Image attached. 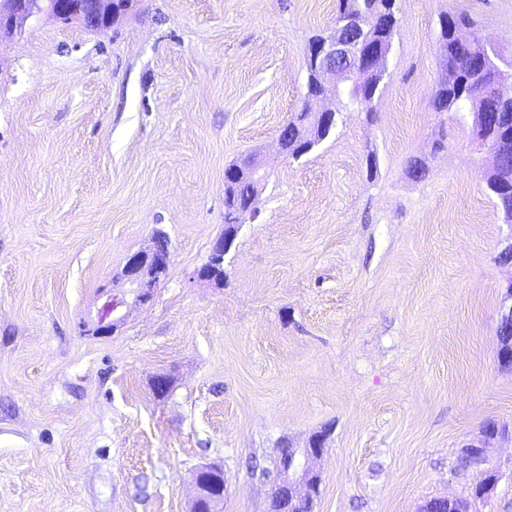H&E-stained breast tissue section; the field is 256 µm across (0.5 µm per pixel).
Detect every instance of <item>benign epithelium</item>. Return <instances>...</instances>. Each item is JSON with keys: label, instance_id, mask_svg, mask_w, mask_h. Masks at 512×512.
<instances>
[{"label": "benign epithelium", "instance_id": "1", "mask_svg": "<svg viewBox=\"0 0 512 512\" xmlns=\"http://www.w3.org/2000/svg\"><path fill=\"white\" fill-rule=\"evenodd\" d=\"M136 0H0V33H11L19 21L36 18L45 11L63 20H76L89 30H102L118 23L134 6ZM374 25L363 14L354 26L355 34L343 30L335 32L313 44V78L320 90L310 99L321 103L319 109L310 111L309 121L298 128L294 139L300 143L297 151L287 150L286 137L278 136V145L286 158L300 159L327 137L336 124V100L355 94L370 78L387 76V61L391 47L372 41ZM451 36L462 50H472L474 35L461 25H451ZM512 74L500 68L487 70L486 81L494 89L498 110L512 125V94L504 92L505 82ZM468 121L474 132L472 144L479 153L492 157L491 173L499 171L500 150L505 140L482 124V113H471ZM246 178L254 194L264 188L266 171L259 154H251L240 162L224 169V182ZM257 217L256 207L237 215L236 221L224 235L212 244L207 262L197 271L201 281L224 280V257L230 252L239 229ZM170 263L168 244L153 239L150 246L128 255L119 280L128 286L123 293L114 292L113 285L103 284L97 289L96 313L79 324L81 333L96 337L113 335L121 324L123 307L134 303L145 305L154 295L155 288L166 277ZM326 435L317 434L303 448L283 443L277 448L276 480L273 491L280 492L277 512H293L295 504L305 499L318 485V475L312 463L325 451ZM198 492L191 512H217L224 497V469L215 464L201 467L195 475Z\"/></svg>", "mask_w": 512, "mask_h": 512}]
</instances>
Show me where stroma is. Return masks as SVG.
Returning <instances> with one entry per match:
<instances>
[{"label":"stroma","mask_w":512,"mask_h":512,"mask_svg":"<svg viewBox=\"0 0 512 512\" xmlns=\"http://www.w3.org/2000/svg\"><path fill=\"white\" fill-rule=\"evenodd\" d=\"M397 6L373 114L343 113L297 161L277 135L337 0H136L106 30L44 13L0 36V512H190L207 464L222 512H270L280 442L321 432L314 512L439 497L512 512L496 333L512 226L490 156L432 107L440 16L468 14L510 59L512 0ZM252 152L259 216L223 283L197 280L224 232V169ZM159 231L171 259L151 302L80 335ZM471 445L484 459L462 464ZM205 474H211V476H207L206 479H208L209 485L217 490L210 496L205 495L203 488L202 476ZM195 484L198 492L193 500L190 511L217 512V508L221 507V505L218 506V503L224 497V469L215 464L202 466L195 475Z\"/></svg>","instance_id":"35a3bbf8"}]
</instances>
